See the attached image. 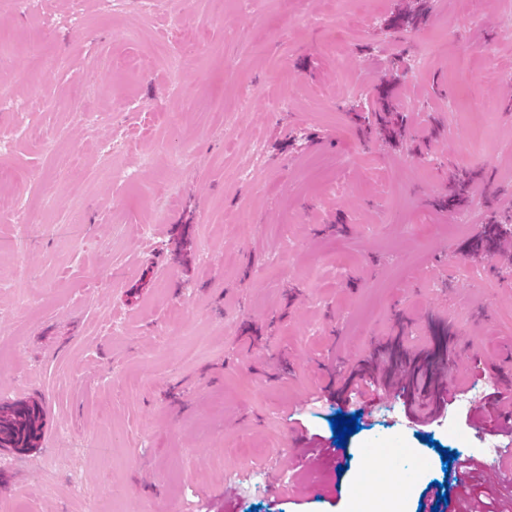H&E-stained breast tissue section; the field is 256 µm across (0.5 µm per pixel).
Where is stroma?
<instances>
[{
	"instance_id": "obj_1",
	"label": "stroma",
	"mask_w": 512,
	"mask_h": 512,
	"mask_svg": "<svg viewBox=\"0 0 512 512\" xmlns=\"http://www.w3.org/2000/svg\"><path fill=\"white\" fill-rule=\"evenodd\" d=\"M101 2L0 8V403L37 402L49 436L0 448V512H354L392 432L410 477L388 512H448L444 449L512 512L479 466L512 389V252L468 253L512 212V0H429L409 34L389 21L418 0ZM389 86L403 136L360 139ZM460 170L483 175L469 224L434 204ZM399 313L413 351L453 325L443 377L470 405L386 412L372 353ZM339 412L360 431L310 466ZM252 470L275 492L226 478Z\"/></svg>"
}]
</instances>
